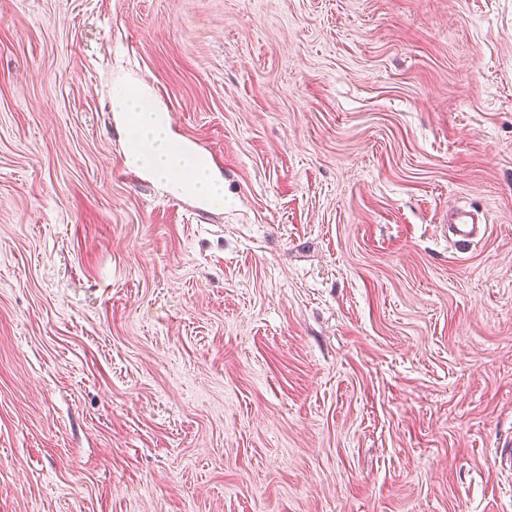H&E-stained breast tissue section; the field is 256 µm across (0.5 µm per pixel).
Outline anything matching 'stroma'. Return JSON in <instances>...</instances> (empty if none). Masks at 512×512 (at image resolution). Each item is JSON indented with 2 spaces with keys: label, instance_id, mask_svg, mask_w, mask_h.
Masks as SVG:
<instances>
[{
  "label": "stroma",
  "instance_id": "35a3bbf8",
  "mask_svg": "<svg viewBox=\"0 0 512 512\" xmlns=\"http://www.w3.org/2000/svg\"><path fill=\"white\" fill-rule=\"evenodd\" d=\"M510 442L512 0H0V512H512ZM112 110L124 124L127 118L134 119L126 141L127 156L134 163L172 190L209 204L224 203L223 189L219 191L209 173L208 161L172 134L168 114L153 105L144 92L122 88L113 96ZM449 230L454 237L459 238L458 242L470 244L477 235L478 225L470 211L459 210L453 216Z\"/></svg>",
  "mask_w": 512,
  "mask_h": 512
}]
</instances>
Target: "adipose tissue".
<instances>
[{
  "mask_svg": "<svg viewBox=\"0 0 512 512\" xmlns=\"http://www.w3.org/2000/svg\"><path fill=\"white\" fill-rule=\"evenodd\" d=\"M112 109L120 119L133 121L126 149L134 163L172 190L209 204L223 201L224 194L215 184L207 160L172 134L168 114L145 94L119 91Z\"/></svg>",
  "mask_w": 512,
  "mask_h": 512,
  "instance_id": "ef3b65f1",
  "label": "adipose tissue"
}]
</instances>
